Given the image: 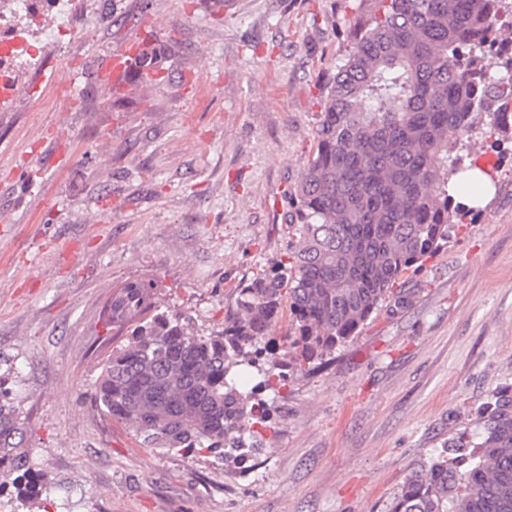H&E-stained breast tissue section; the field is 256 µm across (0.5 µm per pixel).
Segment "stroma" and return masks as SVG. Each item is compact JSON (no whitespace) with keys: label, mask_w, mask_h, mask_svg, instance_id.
Wrapping results in <instances>:
<instances>
[{"label":"stroma","mask_w":512,"mask_h":512,"mask_svg":"<svg viewBox=\"0 0 512 512\" xmlns=\"http://www.w3.org/2000/svg\"><path fill=\"white\" fill-rule=\"evenodd\" d=\"M355 0H48L0 103V373L47 489L0 474V512H387L407 474L512 382V136L493 196L328 364L290 380L238 462L137 445L91 393L116 345L112 293L158 281L201 334L235 288L287 261L289 191ZM153 63L101 86L109 52Z\"/></svg>","instance_id":"35a3bbf8"}]
</instances>
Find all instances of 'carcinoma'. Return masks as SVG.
<instances>
[{
  "label": "carcinoma",
  "instance_id": "obj_1",
  "mask_svg": "<svg viewBox=\"0 0 512 512\" xmlns=\"http://www.w3.org/2000/svg\"><path fill=\"white\" fill-rule=\"evenodd\" d=\"M362 23L327 83L316 149L296 184L288 262L236 290L224 326L194 333L161 310L157 283L112 293L106 325L125 336L103 364L95 407L142 448L237 460L271 425L267 393L352 342L403 277L472 213L459 198L490 176L473 134H508L512 52H498L512 0H359ZM288 330L277 336L284 313ZM282 341L289 360L273 356ZM0 375V470L45 488L28 430ZM388 512H512V384L414 469Z\"/></svg>",
  "mask_w": 512,
  "mask_h": 512
}]
</instances>
